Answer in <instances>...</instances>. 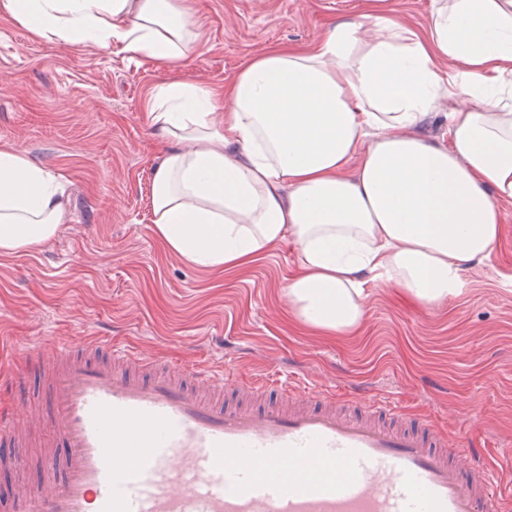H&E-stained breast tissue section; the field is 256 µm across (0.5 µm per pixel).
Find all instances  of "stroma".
I'll return each instance as SVG.
<instances>
[{"label": "stroma", "mask_w": 512, "mask_h": 512, "mask_svg": "<svg viewBox=\"0 0 512 512\" xmlns=\"http://www.w3.org/2000/svg\"><path fill=\"white\" fill-rule=\"evenodd\" d=\"M362 0H198L203 38L171 79L231 80L275 44H308ZM154 66L110 50L41 42L0 18V143L65 175L72 220L43 246L0 255V417L24 420L47 377L33 349L99 336L159 363L204 362L245 382L397 400L431 417L512 481V204L499 251L461 295L421 308L371 287L356 335L317 336L283 286L293 246L242 272L187 266L157 241L152 169L161 160L144 102Z\"/></svg>", "instance_id": "obj_1"}]
</instances>
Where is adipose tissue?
Returning <instances> with one entry per match:
<instances>
[{
	"instance_id": "adipose-tissue-1",
	"label": "adipose tissue",
	"mask_w": 512,
	"mask_h": 512,
	"mask_svg": "<svg viewBox=\"0 0 512 512\" xmlns=\"http://www.w3.org/2000/svg\"><path fill=\"white\" fill-rule=\"evenodd\" d=\"M0 14L34 39L114 49L162 72L200 44L196 0H0ZM438 112L447 136L433 141L420 128ZM146 116L164 146L151 197L164 249L234 272L292 244L295 317L348 336L368 285L434 305L500 247L501 205L512 202V0H431L420 31L387 0H364L359 19L328 21L308 45L270 46L224 86L161 81ZM66 184L0 143L1 255L69 222Z\"/></svg>"
}]
</instances>
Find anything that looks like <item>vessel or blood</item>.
<instances>
[{"label":"vessel or blood","mask_w":512,"mask_h":512,"mask_svg":"<svg viewBox=\"0 0 512 512\" xmlns=\"http://www.w3.org/2000/svg\"><path fill=\"white\" fill-rule=\"evenodd\" d=\"M43 409L0 421L8 464L51 428L66 449L41 461L0 512H501L512 485L468 448L443 449L428 419L387 398L338 410L330 392L280 385L243 401L230 372L178 367L102 341L54 345Z\"/></svg>","instance_id":"b4317fda"}]
</instances>
